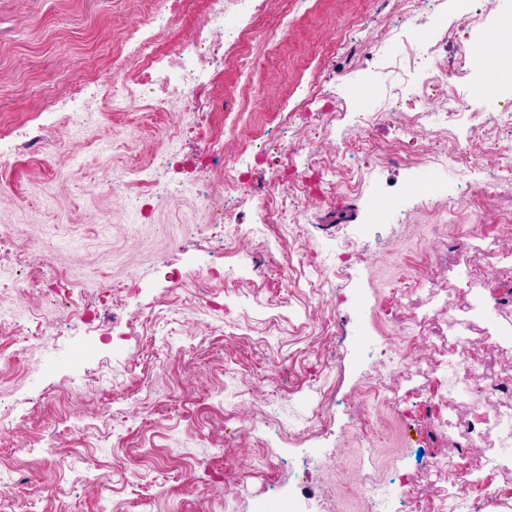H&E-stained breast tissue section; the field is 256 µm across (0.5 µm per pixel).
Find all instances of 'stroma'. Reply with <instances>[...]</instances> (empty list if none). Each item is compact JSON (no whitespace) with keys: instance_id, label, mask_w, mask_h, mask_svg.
Here are the masks:
<instances>
[{"instance_id":"stroma-1","label":"stroma","mask_w":512,"mask_h":512,"mask_svg":"<svg viewBox=\"0 0 512 512\" xmlns=\"http://www.w3.org/2000/svg\"><path fill=\"white\" fill-rule=\"evenodd\" d=\"M153 7L0 0V512H216L228 495L253 512L263 457L267 512L286 494L298 512H373L355 490L367 463L382 489L414 470L431 489L427 465L457 437L431 438L425 407L454 386L465 419L499 399L428 373L409 391L376 361L416 334L409 311L388 320L390 289L446 277L460 243L486 282L449 294L437 326L470 327L482 383L512 372V312L497 310L512 268L467 237L478 224L512 252V194L481 191L512 162V82L492 112L475 93L512 61L511 43H486L512 0H255L204 96L164 112L134 96L124 57ZM207 7L156 23L158 58L190 52ZM443 73L446 93L421 100ZM98 75L115 95L92 119L51 109ZM21 126L36 147L16 149ZM142 167L153 181L113 191L110 172ZM234 170L253 186L227 189ZM266 181L287 223H266ZM202 196L258 234L228 237ZM258 260L280 276L256 277ZM378 377L396 402L371 393Z\"/></svg>"}]
</instances>
